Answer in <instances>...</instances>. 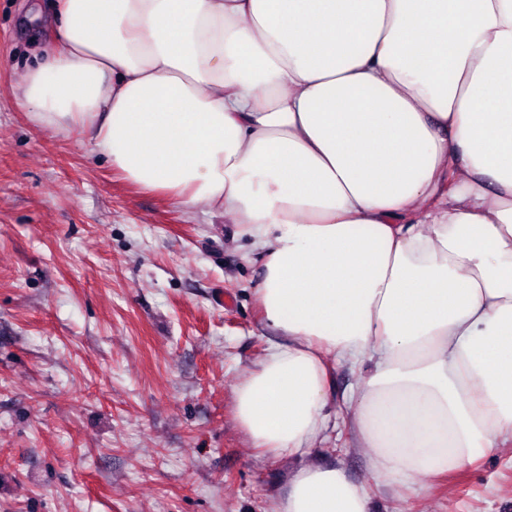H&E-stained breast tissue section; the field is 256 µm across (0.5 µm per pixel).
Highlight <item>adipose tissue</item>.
I'll return each instance as SVG.
<instances>
[{
	"label": "adipose tissue",
	"mask_w": 512,
	"mask_h": 512,
	"mask_svg": "<svg viewBox=\"0 0 512 512\" xmlns=\"http://www.w3.org/2000/svg\"><path fill=\"white\" fill-rule=\"evenodd\" d=\"M30 120L238 225L280 338L235 390L300 462L273 512H368L311 463L336 363L376 486L512 446V0H58Z\"/></svg>",
	"instance_id": "obj_1"
}]
</instances>
